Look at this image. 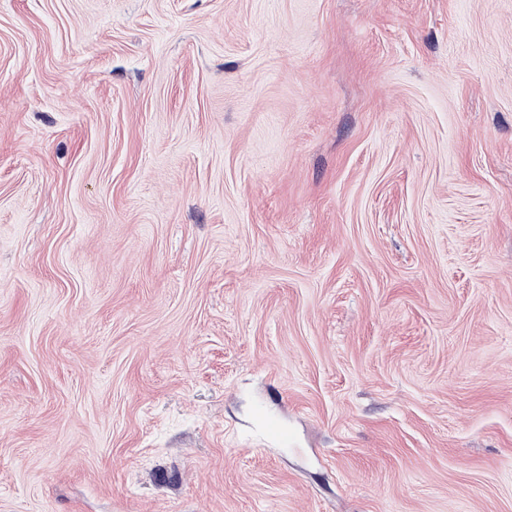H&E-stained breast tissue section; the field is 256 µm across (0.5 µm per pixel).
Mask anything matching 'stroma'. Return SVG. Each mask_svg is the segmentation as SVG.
I'll return each instance as SVG.
<instances>
[{"label":"stroma","mask_w":512,"mask_h":512,"mask_svg":"<svg viewBox=\"0 0 512 512\" xmlns=\"http://www.w3.org/2000/svg\"><path fill=\"white\" fill-rule=\"evenodd\" d=\"M0 512H512V0H0Z\"/></svg>","instance_id":"1"}]
</instances>
